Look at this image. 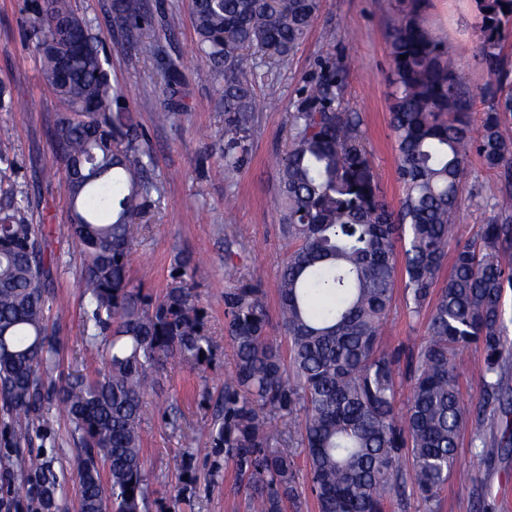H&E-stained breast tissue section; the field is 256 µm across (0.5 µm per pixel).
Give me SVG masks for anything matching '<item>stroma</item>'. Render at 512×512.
Here are the masks:
<instances>
[{"label": "stroma", "mask_w": 512, "mask_h": 512, "mask_svg": "<svg viewBox=\"0 0 512 512\" xmlns=\"http://www.w3.org/2000/svg\"><path fill=\"white\" fill-rule=\"evenodd\" d=\"M81 14L93 23L94 33L107 51L110 78L123 87L129 112L142 133L140 145L152 160L150 176L156 188L151 205L134 228L131 278L153 292L165 286L176 255L190 257L192 283L209 315V334L216 347V362L204 376L179 367L159 379L160 397L176 402L185 415L182 431L167 428L147 414L141 423L144 458L153 486L160 495L174 496L180 484L179 460L184 448L200 447L203 413L195 404L201 384L219 394L232 374L234 355L224 330V289L262 277L268 306L276 304L277 278L288 253L279 224L277 161L290 144V112L299 90L316 76L330 55L346 63L344 103L358 113L371 154L373 170L390 205H398L401 189L395 178L396 147L389 128L390 67L386 20L403 7V0H321V9L305 39L291 55L264 66L256 85L263 106L255 115L250 158L235 174L224 171L219 150L208 132L224 120L216 106L222 80L204 84L196 73L205 59L196 53L191 0H146L153 17L143 28L141 42L157 47V54L142 55L129 47L112 22L113 0H78ZM34 0H0V81L8 85L25 108L0 107V127L12 131L14 159L11 180L17 190L36 202L30 219L48 225L54 249L66 264L50 302L62 313H50L48 331L59 354L49 378L62 383L68 376L95 375L98 366L81 358L86 334L81 259L68 235L69 198L63 180L47 184L39 170L50 165L56 146L52 130L64 106L45 84L39 52L27 31L34 18ZM425 16L430 29L454 52L456 65L469 87L488 79L476 56L478 39L474 0H427ZM334 29L336 42L327 45L324 33ZM180 70L179 112L166 124L155 121L163 107L167 63ZM496 177L471 158L464 183L463 204L455 220V242L477 240L484 224L497 215L490 194ZM232 241L235 256L224 259V243ZM427 317L409 316L402 296H395L384 327V342L394 344L426 332ZM489 421L470 418L459 442L458 462L475 479L461 483L449 479L440 495L438 512H512V453L479 457L476 437L490 433ZM200 495L181 512H246L244 494L238 493L233 468L223 480L208 484L206 467H199Z\"/></svg>", "instance_id": "1"}]
</instances>
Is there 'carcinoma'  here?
Instances as JSON below:
<instances>
[{"instance_id":"cac0c4a2","label":"carcinoma","mask_w":512,"mask_h":512,"mask_svg":"<svg viewBox=\"0 0 512 512\" xmlns=\"http://www.w3.org/2000/svg\"><path fill=\"white\" fill-rule=\"evenodd\" d=\"M474 2L476 50L491 75L476 91L427 26L426 0H410L390 21L397 208L375 179L359 115L344 105L343 60L328 58L293 102L290 147L278 169L288 255L277 313L271 316L258 279L224 289L235 370L217 401L205 387L197 393L205 442L183 453L177 498L196 496L198 463L212 480L230 463L247 512H303L310 502L316 512H401L414 495L433 504L452 475L473 479L457 453L470 414L503 427L499 437L480 438L481 456L512 451V341L503 319L512 289V138L502 132L512 124V73L502 58L512 0ZM319 8L320 0H193L197 50L209 62L200 80L224 79V123L211 134L224 171H239L249 156L261 59L287 56ZM113 20L136 43L151 17L145 0H114ZM30 36L44 81L66 106L53 132L58 166L43 168L40 178L65 174L70 239L82 261V354L103 372L44 383L56 359L47 320L60 260L50 231L28 220L29 196H17L11 183L10 132L1 128L0 408L33 421L48 405L61 406L73 424L80 512H174L145 468L141 422L167 367L204 373L213 364L208 313L183 257L159 294L130 278L133 226L153 188L151 158L139 148L126 93L110 80L91 20L73 0H43ZM177 83L170 66L161 122L177 111ZM477 97L488 109L475 137L469 113ZM473 155L498 174L502 205L478 240L450 256ZM398 289L410 312H428L427 334L392 346L382 327ZM470 347L483 359L475 375L481 394L468 407L455 354ZM156 407L165 426L182 429L177 404ZM30 441L29 427L4 424L0 460L20 476L29 512H57L66 475L53 469L46 449L22 448Z\"/></svg>"}]
</instances>
